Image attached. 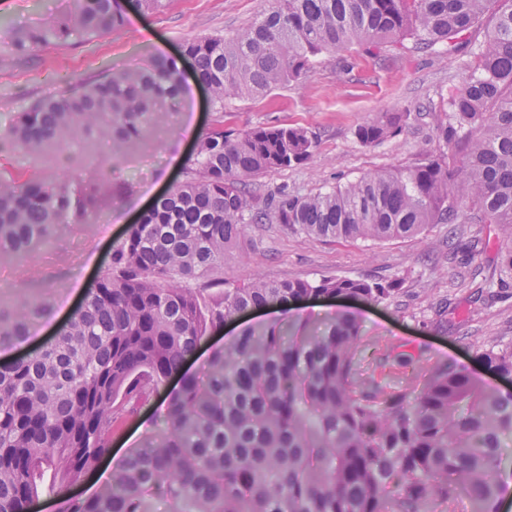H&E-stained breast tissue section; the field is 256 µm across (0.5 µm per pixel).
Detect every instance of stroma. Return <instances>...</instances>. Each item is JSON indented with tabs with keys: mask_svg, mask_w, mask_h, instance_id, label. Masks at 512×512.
Masks as SVG:
<instances>
[{
	"mask_svg": "<svg viewBox=\"0 0 512 512\" xmlns=\"http://www.w3.org/2000/svg\"><path fill=\"white\" fill-rule=\"evenodd\" d=\"M274 5V0H168L154 13L126 9L125 23L116 31L77 37L65 46L49 44L22 61L0 59V118H12L32 101L51 96L61 79L82 81L107 68L121 70L157 56L180 57L186 41L232 34ZM71 7L72 0H0V29L64 21ZM468 61L464 52L443 46L422 50L409 40L388 44L376 58L353 49L336 51L319 56L311 72L297 81L259 97L229 101L225 132L301 126L317 142L307 163L252 179L253 197L261 203L283 190L316 194L378 169L414 165L435 145L431 119L409 121L400 136L375 147L358 142L357 127L384 112L414 113L436 104L460 84ZM181 74L193 88V111L174 114L169 126L155 129L145 146L121 161H114L111 142L95 134L86 137L83 155L72 160L63 154L36 159L0 150V158L14 167L57 174L67 167L100 187L84 225L56 226L51 242L27 262L0 260L1 299L14 301L17 292L31 288L61 318H68L85 290L94 286L113 244L155 197L183 180V161L195 146L189 129H210L214 114L206 91L195 84L191 60L183 59ZM498 249L497 242H490L481 259H473L467 235L449 237L444 224L419 236L380 243L323 241L280 224L250 225L241 245L224 260L225 281L251 274L269 282L338 276L396 280L400 291L381 304L320 299L277 314L253 312L214 334L185 371L199 374L212 351L224 348L242 329L347 312L361 323L358 356L367 373L396 384L411 372L424 376L437 363L453 360L499 385V378L484 375L473 359L477 346H512V288L499 290L489 301L476 298L479 286L499 277ZM165 409L159 396L130 419L112 444L115 463L163 427Z\"/></svg>",
	"mask_w": 512,
	"mask_h": 512,
	"instance_id": "obj_1",
	"label": "stroma"
}]
</instances>
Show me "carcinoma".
Wrapping results in <instances>:
<instances>
[{
    "label": "carcinoma",
    "mask_w": 512,
    "mask_h": 512,
    "mask_svg": "<svg viewBox=\"0 0 512 512\" xmlns=\"http://www.w3.org/2000/svg\"><path fill=\"white\" fill-rule=\"evenodd\" d=\"M68 22L10 32L0 56L25 58L75 35L122 27L118 0H73ZM491 14L484 42L469 46L475 72L439 109L435 147L406 168L367 173L313 195L283 190L254 206L250 179L308 161L316 141L299 126L224 132V105L310 72L324 52H372L410 37L430 49ZM207 87L216 126L197 142L184 179L159 196L124 238L82 305L43 348L0 365V512H31L44 494L58 512H448L467 495L494 512L506 492L501 448L512 437V391L466 368L439 364L423 384L397 389L357 369L358 322L339 315L321 331L303 320L270 324L214 352L204 378L183 377L168 396L165 426L92 497L68 488L110 454L112 440L224 323L242 312L308 297L382 303L397 282L322 277L224 284V258L250 224H283L322 240L383 242L434 224H468L483 250L494 224L500 286L512 279V0H277L230 36L184 45ZM172 58L66 82L0 128V144L33 157L76 154L96 132L125 157L166 123L185 89ZM385 112L356 129L365 146L405 128ZM95 186L70 173L40 176L0 165V260L19 261L58 224H83ZM47 310L34 296L0 300V347L30 335ZM485 368L512 378V347H481Z\"/></svg>",
    "instance_id": "obj_1"
}]
</instances>
